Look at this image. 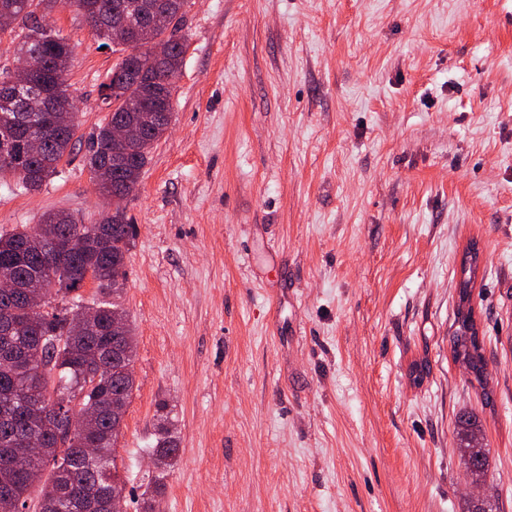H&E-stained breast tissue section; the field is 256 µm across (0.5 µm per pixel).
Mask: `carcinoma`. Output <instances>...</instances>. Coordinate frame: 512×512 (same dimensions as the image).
<instances>
[{
	"label": "carcinoma",
	"mask_w": 512,
	"mask_h": 512,
	"mask_svg": "<svg viewBox=\"0 0 512 512\" xmlns=\"http://www.w3.org/2000/svg\"><path fill=\"white\" fill-rule=\"evenodd\" d=\"M13 7L16 24L7 34L13 44L12 58L39 55L41 69L32 76L29 92L12 91V100L0 103V117L15 119L4 127L19 162L10 166L0 160V178L10 176L16 188L30 192L58 173L61 161L71 154L78 125L74 112H30L32 97L42 96L57 104L70 98L67 73L72 56L69 40L58 32L39 31L38 13H49L56 5L94 10L90 27L104 44H113L124 33H134L141 45L150 44L159 33L149 26L155 13L179 15L185 0H0ZM185 54V40L172 41L167 53L156 59L144 52L126 68L108 76V87L117 90L104 96L111 108L108 120L93 136L86 154V166L98 191L122 196L134 192L154 145L165 135L172 111L170 77L179 71ZM45 127L43 153L27 154L26 139L31 122ZM122 122L142 129V139L122 151L112 142V123ZM134 238L121 208L101 215L93 224H78L65 212H48L39 223L21 224L0 233V279L25 281L42 275L44 248L56 239L73 243L72 249L56 259V269L47 288L46 310L0 291V325L12 328L19 358H0V446L9 447L22 438L43 437L36 458L16 454L0 458V512H112V495L118 494L114 472L118 471L115 448L122 434L124 417L135 389L133 362L136 336L132 325L112 335L115 298L124 291L127 262ZM91 270L97 292H112L107 303L81 293L84 274ZM83 316L87 328L73 332L71 323ZM473 328L471 310L458 308L453 336L456 356L467 361L476 378L484 375L485 361ZM78 399L72 409L96 415L91 442L97 460L85 459L84 438L76 433L65 447L47 433L51 419L42 415L43 404L53 399ZM461 460L473 482L486 479L489 453L482 424L473 413L456 420ZM180 448L166 417H161L148 453L155 460L151 485L160 491L179 458ZM47 471L44 482H30L29 471Z\"/></svg>",
	"instance_id": "carcinoma-1"
}]
</instances>
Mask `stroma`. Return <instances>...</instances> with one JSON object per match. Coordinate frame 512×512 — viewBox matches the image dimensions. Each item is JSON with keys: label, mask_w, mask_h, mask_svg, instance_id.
Returning a JSON list of instances; mask_svg holds the SVG:
<instances>
[{"label": "stroma", "mask_w": 512, "mask_h": 512, "mask_svg": "<svg viewBox=\"0 0 512 512\" xmlns=\"http://www.w3.org/2000/svg\"><path fill=\"white\" fill-rule=\"evenodd\" d=\"M51 22L78 142L37 192L0 180V232L109 206L85 154L118 55L75 7ZM181 33L168 131L122 202L127 512H512V0H186ZM474 246L480 381L453 349ZM164 415L180 458L156 494ZM458 448L461 460L473 482H483L488 474L489 453L485 443L482 424L473 413H464L456 420Z\"/></svg>", "instance_id": "1"}]
</instances>
